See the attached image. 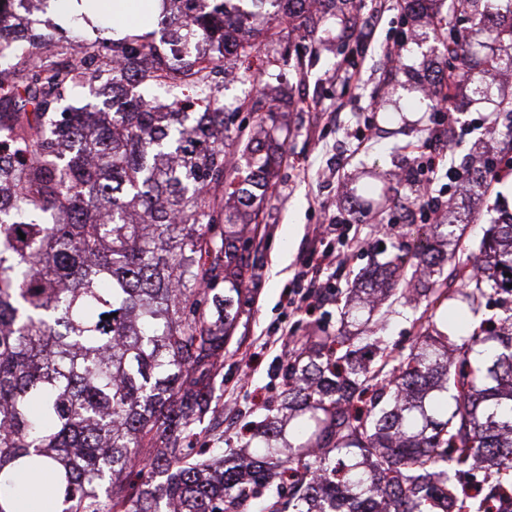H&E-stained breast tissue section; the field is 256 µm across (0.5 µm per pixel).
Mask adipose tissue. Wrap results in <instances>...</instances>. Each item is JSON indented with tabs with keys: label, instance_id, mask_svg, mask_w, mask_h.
Wrapping results in <instances>:
<instances>
[{
	"label": "adipose tissue",
	"instance_id": "adipose-tissue-1",
	"mask_svg": "<svg viewBox=\"0 0 512 512\" xmlns=\"http://www.w3.org/2000/svg\"><path fill=\"white\" fill-rule=\"evenodd\" d=\"M54 17L67 26L76 7H83L92 23L122 33L147 29L160 10V0H55Z\"/></svg>",
	"mask_w": 512,
	"mask_h": 512
}]
</instances>
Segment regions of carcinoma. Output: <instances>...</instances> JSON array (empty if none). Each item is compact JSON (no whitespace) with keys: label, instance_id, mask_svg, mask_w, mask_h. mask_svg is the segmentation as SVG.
<instances>
[{"label":"carcinoma","instance_id":"1","mask_svg":"<svg viewBox=\"0 0 512 512\" xmlns=\"http://www.w3.org/2000/svg\"><path fill=\"white\" fill-rule=\"evenodd\" d=\"M308 2L162 0L157 26L190 47L164 64L153 31L77 51L14 42L29 27L0 13V512L47 499L54 512H512V314L465 337L430 319L397 366L376 337H360L370 356L358 365L353 337L318 336L284 370L299 445L278 446L267 415L245 425L257 440L246 475L224 449L193 446L253 277L224 197L250 207L283 156L273 125L238 137L241 165L228 167L226 46L259 86L237 110L275 122L261 43L365 6L319 0L315 16ZM467 2L468 28L456 0L431 18L460 83L474 62L512 69V25L486 26L480 0ZM130 85L107 110L75 98ZM362 192L379 212L389 201L375 181ZM448 261L440 279L428 249L397 254L388 290L474 314L488 290L512 296V220L489 225L478 256L456 248ZM490 452L498 472L476 491L462 476Z\"/></svg>","mask_w":512,"mask_h":512}]
</instances>
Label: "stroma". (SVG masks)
Segmentation results:
<instances>
[{
	"instance_id": "stroma-1",
	"label": "stroma",
	"mask_w": 512,
	"mask_h": 512,
	"mask_svg": "<svg viewBox=\"0 0 512 512\" xmlns=\"http://www.w3.org/2000/svg\"><path fill=\"white\" fill-rule=\"evenodd\" d=\"M404 2L366 0L355 23L345 29L353 37L370 35L369 46L360 53H351L340 36L343 29L333 24L321 25L317 32L318 55L305 53L306 41L298 31L281 34L264 48L266 66L278 76L269 91L281 97L276 120L288 141L266 195L258 200L261 234L252 246L256 277L241 297L242 323L224 351L223 382L212 402L215 421L200 425L198 442L204 447L227 445L242 457L251 456L238 431L243 421L277 409L284 389L285 340L302 339L316 322L331 334H357V327L341 325L335 304L312 312L289 305L305 238L328 212L342 211L354 240L347 265L328 273L341 294L365 287L367 273L399 250L420 242L442 257L452 250L427 225L407 222L414 196L397 180L399 172L414 165V148L427 137L431 112L422 90L443 67L431 27H420L413 40L401 44ZM394 49L400 50L401 62L392 69L387 56ZM228 70L234 78L225 82L222 94L226 109L236 117L224 152L233 166L239 130L254 133L258 127L253 115L237 109L250 96V83L239 77L237 65ZM511 95L512 81L472 71L453 109L457 123L448 132L454 169L468 166L474 148H502L501 135L485 123L500 98ZM363 127L369 134L357 139ZM370 171L390 189L391 202L378 217L355 197ZM505 201L512 203V173L501 176L487 192L462 196L448 221L464 228L465 245L477 249ZM425 309L424 298L416 295L404 302L388 293L378 302L372 321L393 358L407 355L415 345Z\"/></svg>"
}]
</instances>
